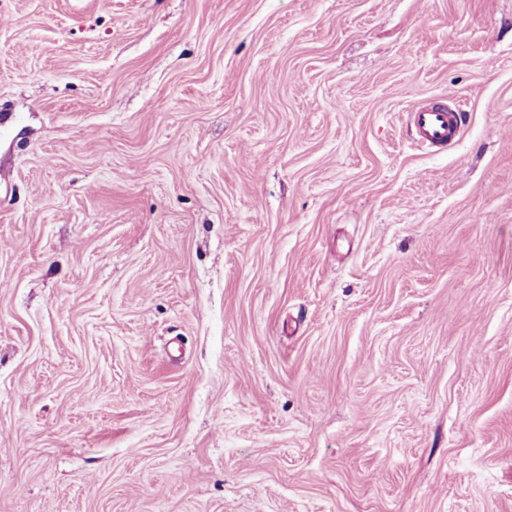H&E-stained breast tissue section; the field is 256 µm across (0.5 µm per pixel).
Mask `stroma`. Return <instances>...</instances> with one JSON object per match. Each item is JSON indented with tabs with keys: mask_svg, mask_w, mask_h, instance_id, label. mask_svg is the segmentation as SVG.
I'll list each match as a JSON object with an SVG mask.
<instances>
[{
	"mask_svg": "<svg viewBox=\"0 0 512 512\" xmlns=\"http://www.w3.org/2000/svg\"><path fill=\"white\" fill-rule=\"evenodd\" d=\"M0 512H512V0H0ZM422 142L431 147L452 144L466 126V113L459 106L428 103L409 113Z\"/></svg>",
	"mask_w": 512,
	"mask_h": 512,
	"instance_id": "35a3bbf8",
	"label": "stroma"
}]
</instances>
